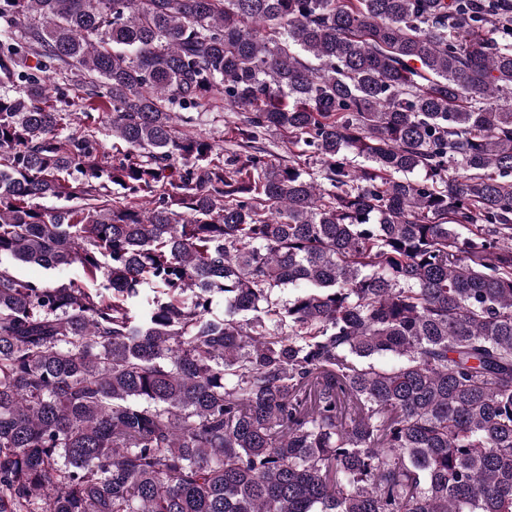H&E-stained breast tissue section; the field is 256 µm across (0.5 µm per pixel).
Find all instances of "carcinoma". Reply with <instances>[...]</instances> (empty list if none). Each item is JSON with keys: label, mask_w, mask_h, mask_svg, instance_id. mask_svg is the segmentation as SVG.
<instances>
[{"label": "carcinoma", "mask_w": 512, "mask_h": 512, "mask_svg": "<svg viewBox=\"0 0 512 512\" xmlns=\"http://www.w3.org/2000/svg\"><path fill=\"white\" fill-rule=\"evenodd\" d=\"M0 512H512V11L0 0ZM204 112L206 113L199 118L197 124L191 127L190 130L202 133L220 146L229 147L228 143L224 141V129L227 126L224 119L232 120V118H229L224 112V101L220 98L214 100L211 107ZM11 263L20 277L33 282L50 283L52 285L60 284L66 281L68 277H74L78 273L77 269H73L68 275L60 277L54 272L36 265L18 264L13 261Z\"/></svg>", "instance_id": "carcinoma-1"}]
</instances>
